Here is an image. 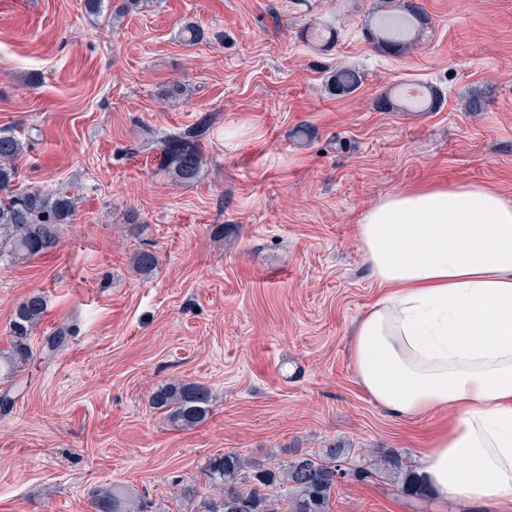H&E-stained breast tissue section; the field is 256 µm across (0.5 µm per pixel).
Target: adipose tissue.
<instances>
[{"instance_id": "obj_1", "label": "adipose tissue", "mask_w": 512, "mask_h": 512, "mask_svg": "<svg viewBox=\"0 0 512 512\" xmlns=\"http://www.w3.org/2000/svg\"><path fill=\"white\" fill-rule=\"evenodd\" d=\"M357 239L382 289L350 341L359 384L400 419L453 413L422 451L434 495L512 501V202L480 183L406 188Z\"/></svg>"}]
</instances>
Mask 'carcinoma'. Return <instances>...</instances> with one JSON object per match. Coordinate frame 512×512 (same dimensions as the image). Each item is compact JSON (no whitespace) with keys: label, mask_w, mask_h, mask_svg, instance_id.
Instances as JSON below:
<instances>
[{"label":"carcinoma","mask_w":512,"mask_h":512,"mask_svg":"<svg viewBox=\"0 0 512 512\" xmlns=\"http://www.w3.org/2000/svg\"><path fill=\"white\" fill-rule=\"evenodd\" d=\"M424 16L420 7L399 0V5L377 17L370 39L396 54L414 43L412 34ZM181 41L195 44L205 32L194 22H186L180 30ZM333 92L346 95L361 83L359 71L339 69L329 79ZM441 102L439 91L432 87L428 96L408 95L403 100L384 96L380 106L403 112H429ZM199 134L191 129L171 135L159 142L166 171L181 183L195 181L203 168L204 155L198 144ZM24 151V142L10 131L0 130V255L3 248L15 258L27 259L52 250L59 242L60 229L69 223L76 208V198L65 188L31 190L11 194L16 178V161ZM46 312L43 294L31 292L16 306L10 322V348L0 351V365L16 371L31 358L29 340ZM152 409L170 426L188 430L211 416L210 390L197 382L179 381L158 386L150 395ZM343 456L335 448L323 454L295 451L279 463L246 459L236 453L213 458L205 472L208 483L220 486L222 494L211 499L195 484L181 490L183 505L190 512H329L336 484L344 476L339 463ZM378 469L398 478L403 471L399 456H385L377 461ZM94 512H133L134 499L129 488L104 483L91 492Z\"/></svg>","instance_id":"cac0c4a2"}]
</instances>
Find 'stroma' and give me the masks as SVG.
<instances>
[{
  "mask_svg": "<svg viewBox=\"0 0 512 512\" xmlns=\"http://www.w3.org/2000/svg\"><path fill=\"white\" fill-rule=\"evenodd\" d=\"M408 52L368 38L379 0H150L115 20L84 0H0V129L25 142L13 189L66 187L77 208L50 253L0 257V350L17 304L42 292L31 362L0 381V512H93L116 482L143 512H180L210 458L342 448L351 468L416 470L438 417L389 415L348 349L378 294L356 237L386 194L477 182L512 201V0H414ZM207 38H179L183 21ZM332 23L329 50L308 26ZM357 69L338 96L327 78ZM440 90L431 112L382 110L396 85ZM481 96L482 111L467 109ZM199 129L206 163L173 181L160 139ZM152 251L141 271L133 255ZM69 330L53 357L46 336ZM196 381L213 415L175 430L153 389ZM370 457H363L362 449ZM330 512H472L385 474L341 481Z\"/></svg>",
  "mask_w": 512,
  "mask_h": 512,
  "instance_id": "1",
  "label": "stroma"
}]
</instances>
